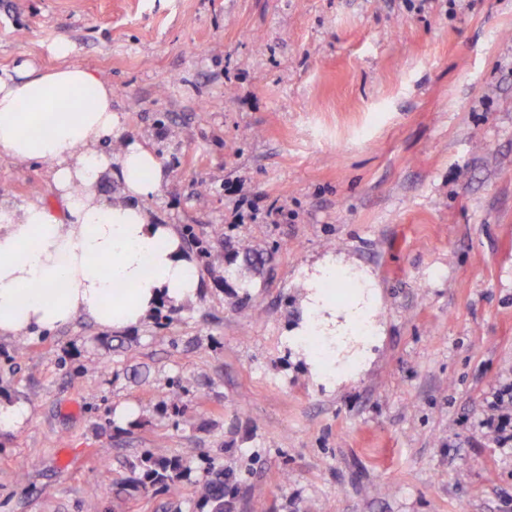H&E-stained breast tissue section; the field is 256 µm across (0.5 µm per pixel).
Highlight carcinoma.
Returning a JSON list of instances; mask_svg holds the SVG:
<instances>
[{"instance_id":"carcinoma-1","label":"carcinoma","mask_w":512,"mask_h":512,"mask_svg":"<svg viewBox=\"0 0 512 512\" xmlns=\"http://www.w3.org/2000/svg\"><path fill=\"white\" fill-rule=\"evenodd\" d=\"M195 453L194 448H184L178 456L168 458L146 450L137 461L129 464L127 473L114 474L105 469L99 473V478L112 484L119 493L141 495L162 494L178 483L191 480L197 501L209 508V512H232L233 503L227 499V487L236 480L235 473L210 467L202 477L193 480L188 462Z\"/></svg>"}]
</instances>
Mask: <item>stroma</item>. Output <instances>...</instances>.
<instances>
[{
    "mask_svg": "<svg viewBox=\"0 0 512 512\" xmlns=\"http://www.w3.org/2000/svg\"><path fill=\"white\" fill-rule=\"evenodd\" d=\"M61 39L112 85L105 151L156 152L148 212L212 256L186 245L196 300L139 325L0 338V403L32 409L0 429V512H200L100 481L147 448L234 470L235 512H512V447L477 429L512 382V0H0L1 71ZM31 201L65 213L48 164L0 157V202ZM328 254L383 327L339 384L294 345Z\"/></svg>",
    "mask_w": 512,
    "mask_h": 512,
    "instance_id": "obj_1",
    "label": "stroma"
}]
</instances>
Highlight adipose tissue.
<instances>
[{
	"label": "adipose tissue",
	"mask_w": 512,
	"mask_h": 512,
	"mask_svg": "<svg viewBox=\"0 0 512 512\" xmlns=\"http://www.w3.org/2000/svg\"><path fill=\"white\" fill-rule=\"evenodd\" d=\"M50 50L63 66L24 61L0 72V156L50 163L67 212L61 220L42 204L0 206L2 336L49 331L81 314L104 329L126 328L162 301L194 300L199 288L181 238L143 206L166 179L162 161L136 141L115 156L101 151L122 127L111 85L69 63L68 43ZM114 167L123 189L109 199L98 186ZM339 276L355 283L343 306L324 287ZM304 286L298 350L321 379L355 376L380 330L369 276L331 256L307 271Z\"/></svg>",
	"instance_id": "1"
}]
</instances>
